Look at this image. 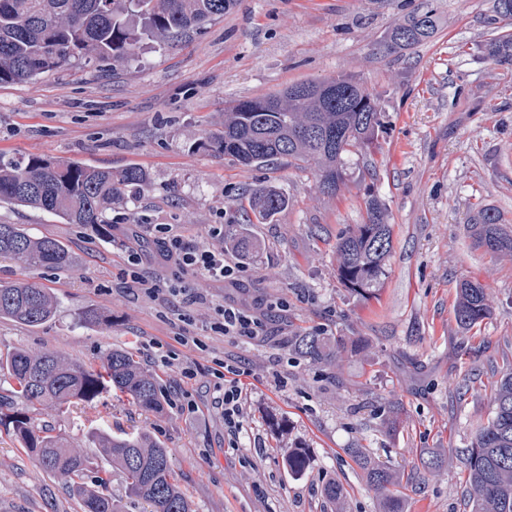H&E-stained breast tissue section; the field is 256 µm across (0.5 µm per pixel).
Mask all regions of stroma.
<instances>
[{
    "instance_id": "1",
    "label": "stroma",
    "mask_w": 512,
    "mask_h": 512,
    "mask_svg": "<svg viewBox=\"0 0 512 512\" xmlns=\"http://www.w3.org/2000/svg\"><path fill=\"white\" fill-rule=\"evenodd\" d=\"M491 0H234L202 31L170 44L140 42L123 61H76L39 78L0 84V155L71 159L115 171L137 166L142 187L97 225L66 224L44 210L0 203V224L64 242V270L27 269L0 258V283L32 280L57 301L52 319L26 326L0 319V358L18 349L56 352L99 367L111 349L131 351L158 380L163 408L153 413L130 398L101 395L89 405L42 411L80 452L98 458L96 477L121 512H149L128 495L123 474L100 458L96 427L144 429L165 448L193 512H326L325 479L345 488V512H378L349 449H371L410 472L433 452L448 455L444 475L408 494L404 512H463L462 464L480 420L485 390L457 397L473 368L512 363V257L474 244L471 222L484 207L512 226V65L482 57L497 35ZM434 12L432 38L411 50L388 51L385 36L415 13ZM337 74L359 79L386 105V126L360 156L354 178L334 197L321 195L312 169L281 161L257 169L201 148L224 127L233 103ZM265 185L288 199L261 220L244 199ZM386 205L393 249L377 297L348 293L336 272L339 231L366 220L368 194ZM140 224H169L202 246H215L213 224H245L257 244L233 295L266 308L268 335L249 341L213 333L222 285L187 277L201 295L154 300L127 276L129 250H139L146 276L171 269ZM487 288L491 316L461 330L453 303L459 281ZM287 299V310L275 308ZM98 307L103 324L85 322ZM191 316L203 348L176 346L163 363L152 340L171 342V320ZM300 330L367 336L369 356L342 374L295 358L288 338ZM231 357L252 371L242 447L224 441L215 359ZM191 368L184 378L181 368ZM399 409L398 426L380 432L381 409ZM302 448L307 470L285 468L281 451ZM0 512H82L60 479L35 465L0 426Z\"/></svg>"
}]
</instances>
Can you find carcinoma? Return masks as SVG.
Masks as SVG:
<instances>
[{
    "instance_id": "carcinoma-1",
    "label": "carcinoma",
    "mask_w": 512,
    "mask_h": 512,
    "mask_svg": "<svg viewBox=\"0 0 512 512\" xmlns=\"http://www.w3.org/2000/svg\"><path fill=\"white\" fill-rule=\"evenodd\" d=\"M233 0H0V83L26 81L53 72L73 61L123 60L147 38L167 42L221 18ZM512 21V0H492L490 23ZM433 12L414 14L394 26L385 44L390 51L412 49L435 32ZM484 57L512 63V34L490 38L480 46ZM386 109L381 99L353 77L337 75L321 81L290 85L274 94L239 101L224 113V130L209 134L201 146L246 167L262 168L278 160L294 167L310 166L327 196L348 186L357 156L378 138ZM147 181L136 166L105 170L73 160L0 155V202L50 212L67 224H103L104 213L124 199L127 188ZM249 206L270 219L288 206L278 191L258 186L249 192ZM475 245L492 254L512 256V229L500 223L492 208L480 211L471 224ZM224 244L248 254L254 241L234 227L224 228ZM393 247L386 207L371 195L366 222L350 224L336 235L337 276L348 291L373 298L382 286ZM0 257L27 268L64 270L71 254L61 241L34 236L19 224H0ZM55 297L29 282L0 284V318L36 326L56 313ZM492 313L487 289L468 280L456 288L454 317L470 330ZM372 342L365 336L331 338L304 332L290 339L292 352L311 364L341 372L354 357L367 355ZM16 381L18 401L0 395V425L13 435L44 472L69 483L82 512H120L106 493V480L84 482L98 467L91 458L67 444L54 429L35 422L33 412L60 410L91 402L103 393L130 397L140 408L161 411L159 383L132 353L113 349L100 368L84 367L63 356L18 349L0 360ZM490 413L474 439L462 451L466 479L461 491L466 512H512V365L506 366L488 396ZM102 456L124 473L130 495L147 502L150 512H191L189 499L174 477L166 448L147 432L114 435L93 432ZM288 471H306L301 448L284 449ZM348 453L379 512H403L405 491L446 471L438 454L422 459V471L404 478L368 448ZM326 504L342 506L344 488L334 478L323 482Z\"/></svg>"
}]
</instances>
